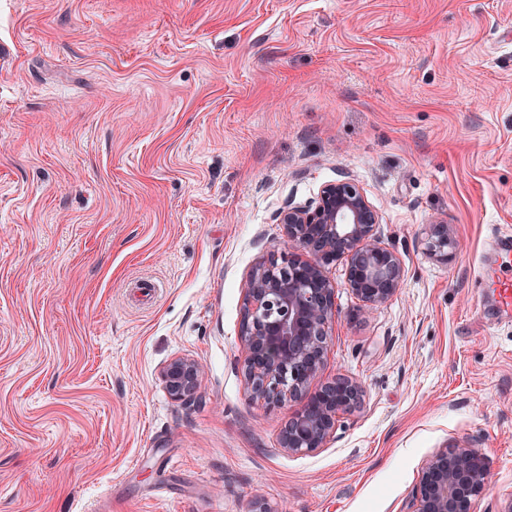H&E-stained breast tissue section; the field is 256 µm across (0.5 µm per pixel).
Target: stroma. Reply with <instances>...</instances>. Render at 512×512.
<instances>
[{"label": "stroma", "instance_id": "obj_1", "mask_svg": "<svg viewBox=\"0 0 512 512\" xmlns=\"http://www.w3.org/2000/svg\"><path fill=\"white\" fill-rule=\"evenodd\" d=\"M344 177L405 281L363 314L329 267L324 376L363 401L291 454L244 390L241 282ZM509 230L512 0H0V512H409L446 443L507 512L512 317L479 283ZM424 244L426 253L440 261H448L457 245L449 225L442 221L429 224ZM161 377L171 398L184 402L194 396L199 386L201 368L191 359L178 357L163 367Z\"/></svg>", "mask_w": 512, "mask_h": 512}]
</instances>
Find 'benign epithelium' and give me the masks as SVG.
Segmentation results:
<instances>
[{
    "label": "benign epithelium",
    "instance_id": "1",
    "mask_svg": "<svg viewBox=\"0 0 512 512\" xmlns=\"http://www.w3.org/2000/svg\"><path fill=\"white\" fill-rule=\"evenodd\" d=\"M277 223L281 239L242 285L241 373L251 399L278 408L299 405L281 444L289 453H305L324 447L340 416L362 400L361 386L345 376L311 389L324 369L336 322V284L328 267L345 263L347 286L365 310L397 293L405 268L376 235L378 212L352 179L324 184L314 202L282 209ZM455 249L448 224L429 225L425 250L430 257L446 261ZM161 377L171 398L184 402L194 396L201 368L178 357L163 367ZM492 482L481 449L445 444L422 467L411 512H474L475 501Z\"/></svg>",
    "mask_w": 512,
    "mask_h": 512
}]
</instances>
